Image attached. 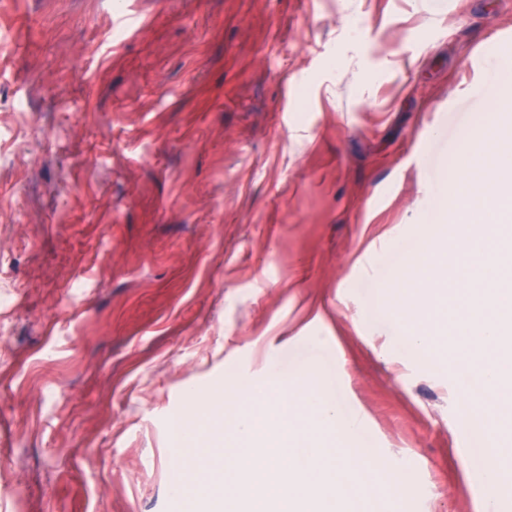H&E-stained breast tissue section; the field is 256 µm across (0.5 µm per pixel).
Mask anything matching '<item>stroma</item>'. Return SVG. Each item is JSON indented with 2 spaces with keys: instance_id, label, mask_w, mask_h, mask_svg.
Wrapping results in <instances>:
<instances>
[{
  "instance_id": "35a3bbf8",
  "label": "stroma",
  "mask_w": 512,
  "mask_h": 512,
  "mask_svg": "<svg viewBox=\"0 0 512 512\" xmlns=\"http://www.w3.org/2000/svg\"><path fill=\"white\" fill-rule=\"evenodd\" d=\"M149 17L137 35L121 10ZM512 0H0V512H183L186 393L335 369L391 512H483L454 367L368 262L436 225Z\"/></svg>"
}]
</instances>
